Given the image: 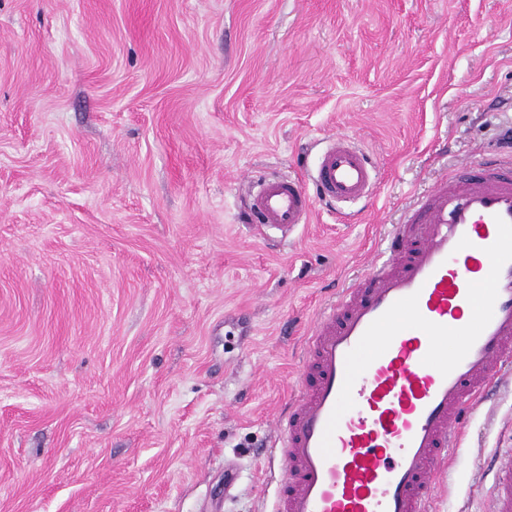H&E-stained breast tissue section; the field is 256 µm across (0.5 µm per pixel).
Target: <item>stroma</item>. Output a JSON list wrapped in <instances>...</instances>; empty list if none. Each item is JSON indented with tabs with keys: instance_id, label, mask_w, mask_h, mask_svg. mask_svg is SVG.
I'll list each match as a JSON object with an SVG mask.
<instances>
[{
	"instance_id": "stroma-1",
	"label": "stroma",
	"mask_w": 512,
	"mask_h": 512,
	"mask_svg": "<svg viewBox=\"0 0 512 512\" xmlns=\"http://www.w3.org/2000/svg\"><path fill=\"white\" fill-rule=\"evenodd\" d=\"M511 122L512 0H0V512H273L314 316ZM339 135L372 195L262 239ZM462 442L431 512H489L512 385ZM253 224L260 235L275 230L282 236L290 234L298 224L308 221L312 210L311 196L291 177L263 181L249 199Z\"/></svg>"
}]
</instances>
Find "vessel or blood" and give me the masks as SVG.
<instances>
[{
    "instance_id": "obj_1",
    "label": "vessel or blood",
    "mask_w": 512,
    "mask_h": 512,
    "mask_svg": "<svg viewBox=\"0 0 512 512\" xmlns=\"http://www.w3.org/2000/svg\"><path fill=\"white\" fill-rule=\"evenodd\" d=\"M368 153L340 136L314 184L339 203L366 200ZM257 232L290 234L312 199L293 178L249 199ZM512 382V164L464 165L436 184L411 223L316 318L302 344L300 393L276 422V512H429L435 476L466 412ZM512 512V453L489 487Z\"/></svg>"
}]
</instances>
